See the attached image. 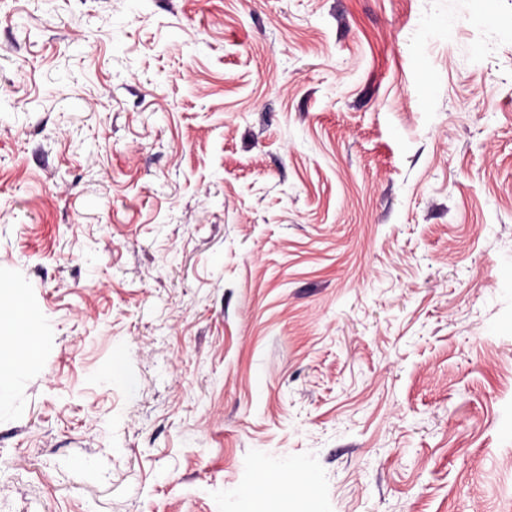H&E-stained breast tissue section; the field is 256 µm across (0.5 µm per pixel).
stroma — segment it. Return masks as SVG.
Returning <instances> with one entry per match:
<instances>
[{"instance_id":"1","label":"stroma","mask_w":512,"mask_h":512,"mask_svg":"<svg viewBox=\"0 0 512 512\" xmlns=\"http://www.w3.org/2000/svg\"><path fill=\"white\" fill-rule=\"evenodd\" d=\"M0 512H512V0H0ZM17 336L15 324L0 317V403L10 396L11 385L7 381L17 360ZM288 484V475L279 472H270L262 470L258 480L254 483L252 489L258 498L267 499L270 497L285 499L288 501V495L292 493V488L286 490Z\"/></svg>"}]
</instances>
